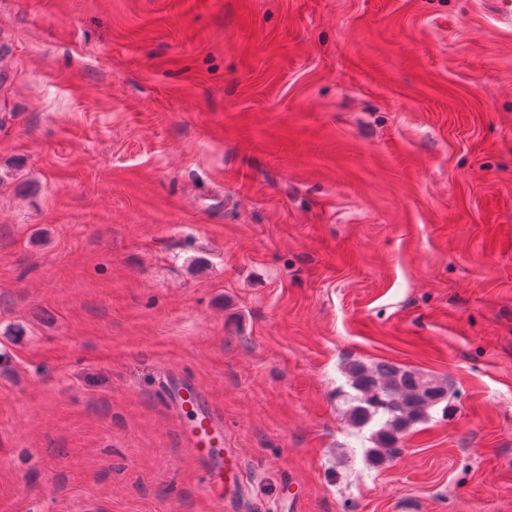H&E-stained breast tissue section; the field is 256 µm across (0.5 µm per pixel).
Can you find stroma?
<instances>
[{
    "instance_id": "stroma-1",
    "label": "stroma",
    "mask_w": 512,
    "mask_h": 512,
    "mask_svg": "<svg viewBox=\"0 0 512 512\" xmlns=\"http://www.w3.org/2000/svg\"><path fill=\"white\" fill-rule=\"evenodd\" d=\"M441 380L380 463L347 366ZM201 387L224 503L164 397ZM512 512V31L483 0H0V512Z\"/></svg>"
}]
</instances>
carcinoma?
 Masks as SVG:
<instances>
[{"label": "carcinoma", "mask_w": 512, "mask_h": 512, "mask_svg": "<svg viewBox=\"0 0 512 512\" xmlns=\"http://www.w3.org/2000/svg\"><path fill=\"white\" fill-rule=\"evenodd\" d=\"M352 388L356 391L350 408V421L362 425L376 418L383 424L376 434L375 460L383 459L418 424L429 411L447 400L441 382L417 370L390 363L367 366L353 363L348 368Z\"/></svg>", "instance_id": "cac0c4a2"}]
</instances>
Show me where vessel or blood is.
<instances>
[{"instance_id":"b4317fda","label":"vessel or blood","mask_w":512,"mask_h":512,"mask_svg":"<svg viewBox=\"0 0 512 512\" xmlns=\"http://www.w3.org/2000/svg\"><path fill=\"white\" fill-rule=\"evenodd\" d=\"M167 403L174 410L194 412L195 422L184 429L183 437L191 449L206 445L204 463L210 470L207 487L211 498L216 503H223L224 451L209 445L210 439L218 436L224 429L222 418L215 413L202 389L184 378L177 377L168 382Z\"/></svg>"}]
</instances>
